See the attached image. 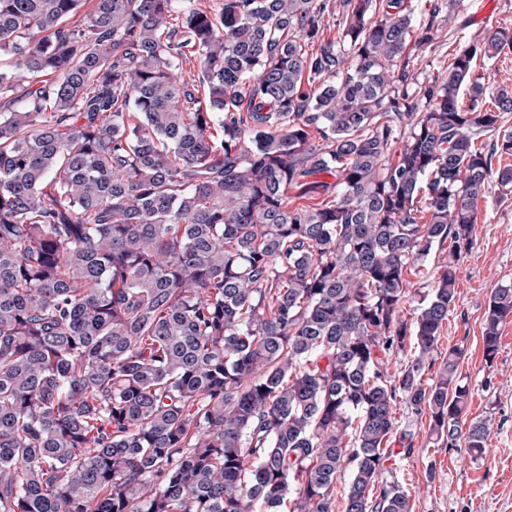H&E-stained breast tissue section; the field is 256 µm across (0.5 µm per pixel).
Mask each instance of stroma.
Returning a JSON list of instances; mask_svg holds the SVG:
<instances>
[{
	"instance_id": "35a3bbf8",
	"label": "stroma",
	"mask_w": 512,
	"mask_h": 512,
	"mask_svg": "<svg viewBox=\"0 0 512 512\" xmlns=\"http://www.w3.org/2000/svg\"><path fill=\"white\" fill-rule=\"evenodd\" d=\"M512 30V0H458L455 20L437 30L433 41L414 48L413 90L445 74L459 45L474 32ZM476 75L488 97L512 90V47L477 61ZM477 240L460 259L457 297L444 323L435 361L449 348L464 350L459 373L472 397L467 419L491 416L483 457L471 459L464 450H448L430 441L428 422L413 421L412 452L398 460L397 476L412 494V512H512V319L502 328L493 363L483 357V315L492 288L512 285V194L490 185L477 207ZM440 247L409 265L403 318H411L430 294Z\"/></svg>"
}]
</instances>
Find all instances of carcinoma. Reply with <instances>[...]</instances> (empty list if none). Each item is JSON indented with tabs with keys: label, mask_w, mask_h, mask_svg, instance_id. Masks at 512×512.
<instances>
[{
	"label": "carcinoma",
	"mask_w": 512,
	"mask_h": 512,
	"mask_svg": "<svg viewBox=\"0 0 512 512\" xmlns=\"http://www.w3.org/2000/svg\"><path fill=\"white\" fill-rule=\"evenodd\" d=\"M413 35L406 0H0V512H335L348 467L343 512H412L402 407L482 456L462 349L426 373L479 197L512 188V96L473 78L512 30L423 106ZM448 239L401 319L407 265ZM510 318L492 289L486 362Z\"/></svg>",
	"instance_id": "cac0c4a2"
}]
</instances>
